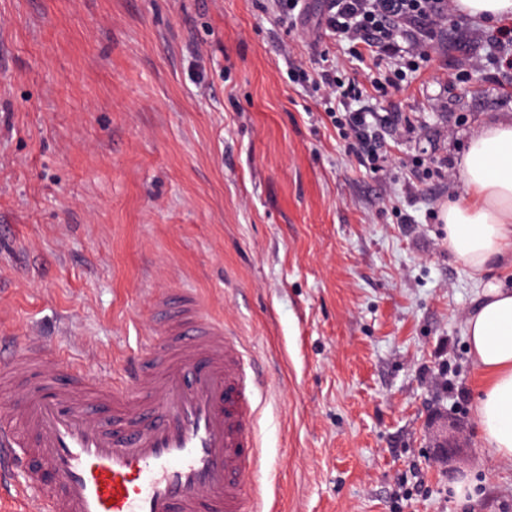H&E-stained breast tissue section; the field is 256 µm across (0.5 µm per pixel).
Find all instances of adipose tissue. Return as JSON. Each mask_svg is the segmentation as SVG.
<instances>
[{
    "instance_id": "obj_1",
    "label": "adipose tissue",
    "mask_w": 512,
    "mask_h": 512,
    "mask_svg": "<svg viewBox=\"0 0 512 512\" xmlns=\"http://www.w3.org/2000/svg\"><path fill=\"white\" fill-rule=\"evenodd\" d=\"M460 170L471 198L449 203L443 220L449 251L479 288L465 320L469 351L484 382L476 404L479 436L493 458L512 463V289L485 276L492 262L512 264V122L475 133Z\"/></svg>"
}]
</instances>
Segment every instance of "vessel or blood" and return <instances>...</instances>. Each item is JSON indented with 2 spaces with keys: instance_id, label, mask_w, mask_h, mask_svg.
<instances>
[{
  "instance_id": "1",
  "label": "vessel or blood",
  "mask_w": 512,
  "mask_h": 512,
  "mask_svg": "<svg viewBox=\"0 0 512 512\" xmlns=\"http://www.w3.org/2000/svg\"><path fill=\"white\" fill-rule=\"evenodd\" d=\"M152 303L159 342L130 357L112 386L71 381L47 397L26 384L10 403L0 470L29 447L38 467L23 482H0V512H22L34 490L44 512H246L242 478L259 466L262 383L199 294L159 292ZM63 366L59 351L17 345L0 327V385ZM103 406L105 424L92 416Z\"/></svg>"
}]
</instances>
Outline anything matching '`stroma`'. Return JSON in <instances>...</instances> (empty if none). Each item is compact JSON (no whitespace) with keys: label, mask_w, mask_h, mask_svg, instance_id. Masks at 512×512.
<instances>
[{"label":"stroma","mask_w":512,"mask_h":512,"mask_svg":"<svg viewBox=\"0 0 512 512\" xmlns=\"http://www.w3.org/2000/svg\"><path fill=\"white\" fill-rule=\"evenodd\" d=\"M274 0H0V322L96 387L153 344L155 293L223 314L264 377L277 512H512L481 445L477 288L441 207L474 132L512 119L494 26L460 15L395 81ZM398 113L382 169L286 61ZM466 481L471 495L457 498Z\"/></svg>","instance_id":"stroma-1"}]
</instances>
